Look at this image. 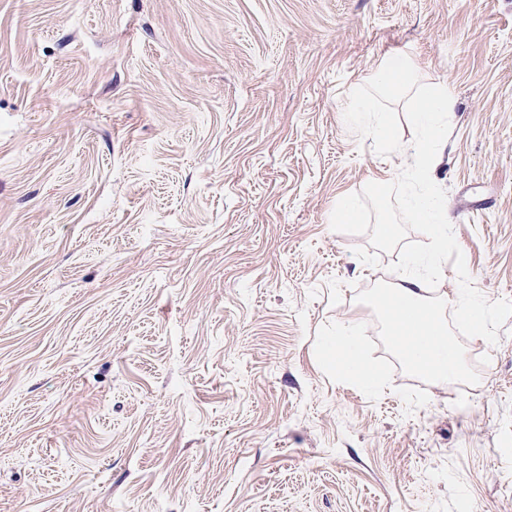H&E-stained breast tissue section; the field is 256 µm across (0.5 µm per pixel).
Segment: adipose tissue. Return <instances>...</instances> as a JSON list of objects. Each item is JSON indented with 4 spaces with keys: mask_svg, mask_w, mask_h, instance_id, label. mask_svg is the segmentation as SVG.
<instances>
[{
    "mask_svg": "<svg viewBox=\"0 0 512 512\" xmlns=\"http://www.w3.org/2000/svg\"><path fill=\"white\" fill-rule=\"evenodd\" d=\"M391 325L402 335L395 348L408 365L429 377L454 381L468 377L464 352L455 343L440 310L443 300L424 294L420 280L405 276L388 294Z\"/></svg>",
    "mask_w": 512,
    "mask_h": 512,
    "instance_id": "obj_1",
    "label": "adipose tissue"
}]
</instances>
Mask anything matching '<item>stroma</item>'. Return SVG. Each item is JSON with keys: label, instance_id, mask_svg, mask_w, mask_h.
I'll return each instance as SVG.
<instances>
[{"label": "stroma", "instance_id": "stroma-1", "mask_svg": "<svg viewBox=\"0 0 512 512\" xmlns=\"http://www.w3.org/2000/svg\"><path fill=\"white\" fill-rule=\"evenodd\" d=\"M399 53L455 97L431 177L512 300V0H0V512H512V318L415 375L398 251L330 228L413 160L342 112ZM336 369L347 377L368 385H378L382 381L379 373L366 364L348 344L342 347L341 353L336 357Z\"/></svg>", "mask_w": 512, "mask_h": 512}]
</instances>
